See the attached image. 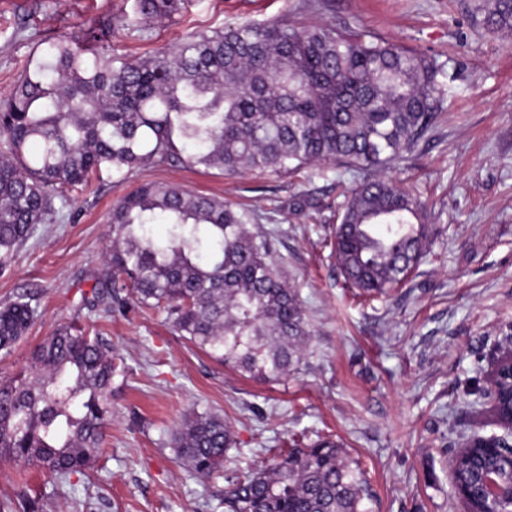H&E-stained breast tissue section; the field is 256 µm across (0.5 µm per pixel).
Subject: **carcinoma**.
<instances>
[{
	"instance_id": "carcinoma-1",
	"label": "carcinoma",
	"mask_w": 512,
	"mask_h": 512,
	"mask_svg": "<svg viewBox=\"0 0 512 512\" xmlns=\"http://www.w3.org/2000/svg\"><path fill=\"white\" fill-rule=\"evenodd\" d=\"M182 0H134L141 19L169 17ZM493 30L512 28V0H477ZM107 34L79 45L41 42L0 98V271L36 226L57 219L54 200L106 169L182 164L292 174L336 163L362 174L345 196L333 247L341 275L365 296L384 295L422 259L421 201L381 176L433 125L448 97L437 61L349 26L237 24L194 34L168 51L114 64ZM109 274L89 305L110 315L133 299L162 309L198 348L264 383L296 373L310 331L297 291L250 215L172 185L143 184L109 217ZM34 317L20 297L0 306V351ZM112 345L61 324L26 369L0 380V462L54 479L87 475L110 421ZM183 465L207 476L233 437L217 414H192L174 434ZM458 478L480 507L481 472L499 468L481 448L454 454ZM224 512H368L357 461L332 439L289 448L227 479ZM36 499L0 503L32 512Z\"/></svg>"
}]
</instances>
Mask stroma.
<instances>
[{
  "label": "stroma",
  "instance_id": "35a3bbf8",
  "mask_svg": "<svg viewBox=\"0 0 512 512\" xmlns=\"http://www.w3.org/2000/svg\"><path fill=\"white\" fill-rule=\"evenodd\" d=\"M471 0H184L175 15L130 20L107 42L114 61L147 58L193 33L229 24H350L421 51L450 76L432 128L387 178L417 189L429 238L407 280L388 295L348 288L330 242L356 175L333 163L280 176L145 165L102 172L56 198L61 218L38 225L0 274V305L27 294L26 336L0 351V378L25 367L58 324L111 343L122 372L112 420L88 476L46 484L34 467L0 463V501L42 492L38 512H224L227 477L280 448L317 438L340 443L369 480L368 512H466L449 459L473 433H495L481 391L512 335V31H488ZM129 0H0V96L47 37L84 40L112 29ZM113 30V29H112ZM144 183L224 199L268 233L312 332L298 372L261 383L224 366L177 333L164 312L130 303L104 315L84 303L105 272L109 214ZM304 194L313 207L294 211ZM210 412L234 444L219 474L201 477L176 457L184 416Z\"/></svg>",
  "mask_w": 512,
  "mask_h": 512
}]
</instances>
